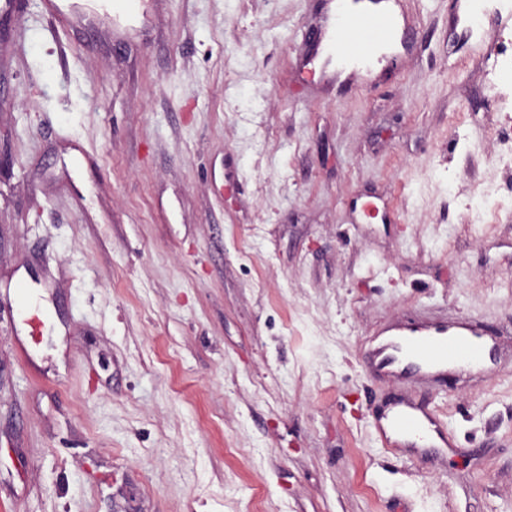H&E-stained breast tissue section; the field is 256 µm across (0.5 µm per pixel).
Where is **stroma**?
Returning a JSON list of instances; mask_svg holds the SVG:
<instances>
[{"label":"stroma","mask_w":512,"mask_h":512,"mask_svg":"<svg viewBox=\"0 0 512 512\" xmlns=\"http://www.w3.org/2000/svg\"><path fill=\"white\" fill-rule=\"evenodd\" d=\"M0 21V512H512V0H405L343 77L328 0ZM499 48V76L483 60ZM501 333L393 385L389 323ZM459 449L382 447L394 396Z\"/></svg>","instance_id":"stroma-1"}]
</instances>
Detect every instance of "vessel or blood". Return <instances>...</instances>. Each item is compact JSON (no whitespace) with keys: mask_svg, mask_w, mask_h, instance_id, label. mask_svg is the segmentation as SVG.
<instances>
[{"mask_svg":"<svg viewBox=\"0 0 512 512\" xmlns=\"http://www.w3.org/2000/svg\"><path fill=\"white\" fill-rule=\"evenodd\" d=\"M337 0L332 12L333 39L317 43V52L343 59L367 57L373 46L392 35V0ZM496 346L492 333L466 323L420 322L397 324L389 334L376 338L368 352L371 369L393 380L416 376H461L479 369L496 372ZM376 430L387 448L411 455L425 454L440 446L450 447L448 430L426 406L400 399L376 420Z\"/></svg>","mask_w":512,"mask_h":512,"instance_id":"b4317fda","label":"vessel or blood"}]
</instances>
